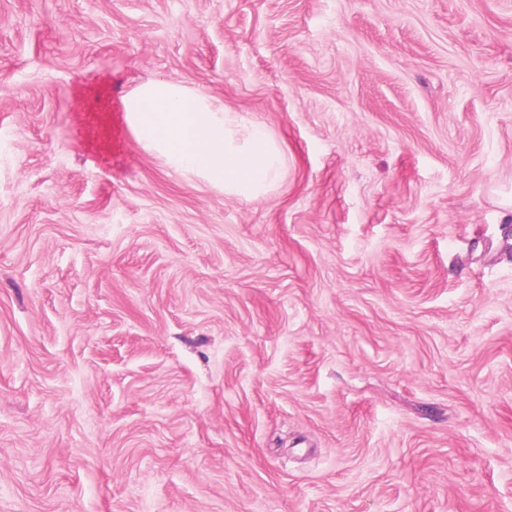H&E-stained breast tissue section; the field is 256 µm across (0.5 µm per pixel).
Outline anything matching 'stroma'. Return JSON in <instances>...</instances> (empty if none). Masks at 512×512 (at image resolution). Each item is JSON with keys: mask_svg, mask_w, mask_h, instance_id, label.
I'll list each match as a JSON object with an SVG mask.
<instances>
[{"mask_svg": "<svg viewBox=\"0 0 512 512\" xmlns=\"http://www.w3.org/2000/svg\"><path fill=\"white\" fill-rule=\"evenodd\" d=\"M508 194L512 0H0V512H512Z\"/></svg>", "mask_w": 512, "mask_h": 512, "instance_id": "1", "label": "stroma"}]
</instances>
